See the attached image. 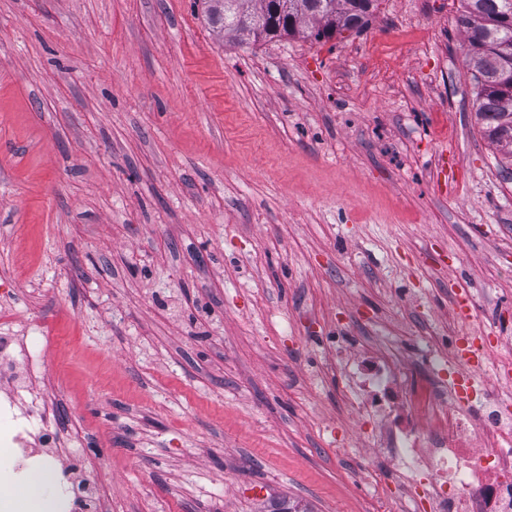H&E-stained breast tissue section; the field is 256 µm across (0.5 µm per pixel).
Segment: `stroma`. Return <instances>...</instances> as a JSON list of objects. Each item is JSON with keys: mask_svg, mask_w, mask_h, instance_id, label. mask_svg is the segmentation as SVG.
<instances>
[{"mask_svg": "<svg viewBox=\"0 0 512 512\" xmlns=\"http://www.w3.org/2000/svg\"><path fill=\"white\" fill-rule=\"evenodd\" d=\"M460 7L256 42L195 0H0V333L33 355L0 396L96 465L97 512H372L322 372L348 335L499 337L512 398V162Z\"/></svg>", "mask_w": 512, "mask_h": 512, "instance_id": "obj_1", "label": "stroma"}]
</instances>
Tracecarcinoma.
Listing matches in <instances>:
<instances>
[{
	"instance_id": "cac0c4a2",
	"label": "carcinoma",
	"mask_w": 512,
	"mask_h": 512,
	"mask_svg": "<svg viewBox=\"0 0 512 512\" xmlns=\"http://www.w3.org/2000/svg\"><path fill=\"white\" fill-rule=\"evenodd\" d=\"M203 0L208 21L229 38L304 35L318 42L368 26L377 0ZM457 24L468 38L473 108L484 135L512 156V0H461Z\"/></svg>"
}]
</instances>
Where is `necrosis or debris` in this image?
<instances>
[{
  "label": "necrosis or debris",
  "mask_w": 512,
  "mask_h": 512,
  "mask_svg": "<svg viewBox=\"0 0 512 512\" xmlns=\"http://www.w3.org/2000/svg\"><path fill=\"white\" fill-rule=\"evenodd\" d=\"M494 342L468 336L448 349L444 337H422L427 375L417 384L412 362L373 354L358 340L345 370L352 386L342 397L349 419L368 439L360 451L361 482L374 488L386 482L387 469L378 464L383 458L401 474L396 497L414 512H512V402L485 405L483 362L456 366ZM36 421L34 412L18 409L15 395L0 398V478L21 484L51 475L54 512H95V481L82 482L83 498L73 493L81 457L60 463L28 448Z\"/></svg>",
  "instance_id": "necrosis-or-debris-1"
}]
</instances>
